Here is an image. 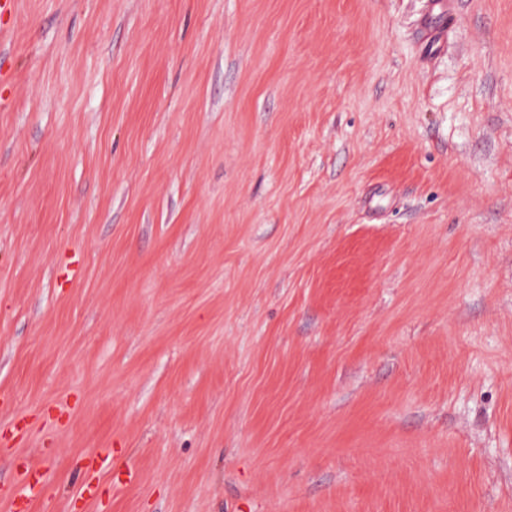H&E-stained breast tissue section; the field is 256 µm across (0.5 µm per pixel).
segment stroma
I'll return each mask as SVG.
<instances>
[{"label": "stroma", "instance_id": "obj_1", "mask_svg": "<svg viewBox=\"0 0 512 512\" xmlns=\"http://www.w3.org/2000/svg\"><path fill=\"white\" fill-rule=\"evenodd\" d=\"M428 7L0 15V512H512V0ZM450 2L445 0H431L430 11L426 20V27L433 33H440L453 23Z\"/></svg>", "mask_w": 512, "mask_h": 512}]
</instances>
